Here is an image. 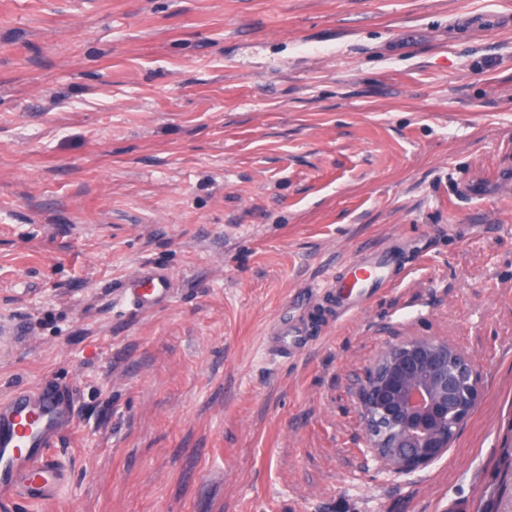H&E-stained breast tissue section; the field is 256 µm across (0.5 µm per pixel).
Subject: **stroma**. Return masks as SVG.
<instances>
[{"label": "stroma", "mask_w": 512, "mask_h": 512, "mask_svg": "<svg viewBox=\"0 0 512 512\" xmlns=\"http://www.w3.org/2000/svg\"><path fill=\"white\" fill-rule=\"evenodd\" d=\"M496 26L470 32V15ZM512 0H0V399L75 386L55 499L0 512H512ZM300 355L281 316L392 241ZM170 303L131 311L136 266ZM447 340L480 398L396 477L355 384ZM405 248L398 242L356 256L324 286L335 305L332 321L346 320L364 309L381 289L390 286L395 270L406 266ZM174 279L165 269L153 263H142L123 285L126 302L142 313L166 305L173 296ZM267 336V355L272 359L288 358L302 353L312 341L303 322L288 321V318L275 322Z\"/></svg>", "instance_id": "35a3bbf8"}]
</instances>
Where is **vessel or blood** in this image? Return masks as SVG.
<instances>
[{"instance_id": "b4317fda", "label": "vessel or blood", "mask_w": 512, "mask_h": 512, "mask_svg": "<svg viewBox=\"0 0 512 512\" xmlns=\"http://www.w3.org/2000/svg\"><path fill=\"white\" fill-rule=\"evenodd\" d=\"M405 248L393 242L356 256L326 284L335 306L336 320H346L364 309L381 289L390 286L403 264ZM174 279L165 269L141 264L123 285L126 302L142 313L166 305L173 296ZM311 339L301 321L280 320L267 333L270 358H287L304 352ZM74 428L69 391L58 383L21 389L0 399V501L18 498L49 500L67 475L52 455L60 439Z\"/></svg>"}]
</instances>
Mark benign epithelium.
Masks as SVG:
<instances>
[{"label":"benign epithelium","mask_w":512,"mask_h":512,"mask_svg":"<svg viewBox=\"0 0 512 512\" xmlns=\"http://www.w3.org/2000/svg\"><path fill=\"white\" fill-rule=\"evenodd\" d=\"M474 364L450 343L410 338L386 348L358 390L367 452L395 476L443 457L477 405Z\"/></svg>","instance_id":"obj_1"}]
</instances>
